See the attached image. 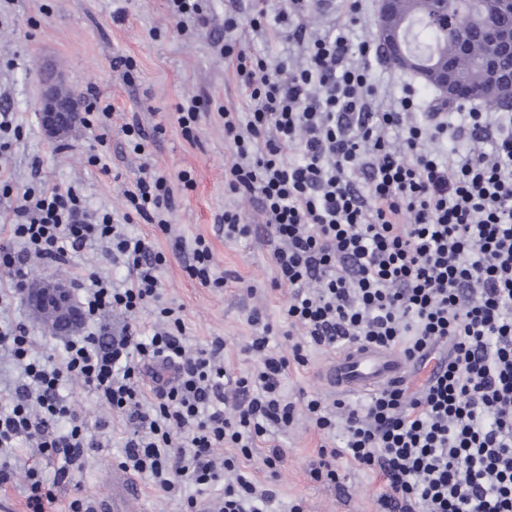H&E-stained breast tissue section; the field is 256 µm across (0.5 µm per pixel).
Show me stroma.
<instances>
[{"mask_svg":"<svg viewBox=\"0 0 512 512\" xmlns=\"http://www.w3.org/2000/svg\"><path fill=\"white\" fill-rule=\"evenodd\" d=\"M244 0H205L210 26L181 35L170 18L166 0H0V101L8 102L24 134L10 153L0 158V176L20 188L43 185L74 186L93 210L118 211L124 190L140 177L141 157L125 146L122 126L131 117L147 126L163 124L165 133L151 153L152 164L175 174L191 171L195 187L182 196L169 218V232L153 224H133L129 230L151 241L169 256L161 270L163 298L182 307L185 337L194 346L221 336L231 343L227 360L234 372L250 367L238 351L252 328L247 318L253 308H262L279 320L287 290L272 287L275 276L270 248L258 233L234 242L225 241L217 224L225 208L239 203L224 188V165L230 152L224 145V124L217 107L245 109L247 92L232 66L215 51L212 39L224 30V15L242 6ZM132 57L137 63L133 79L112 66L116 56ZM59 70L70 93L82 96L95 86L101 100L111 103L112 120L105 161L108 172L89 165L87 153L98 150L93 133L75 128L68 137L67 151H58L43 132L38 119L47 69ZM211 99L214 108L199 123L197 142L186 141L176 122L175 108L184 97ZM205 237L211 244L219 271L234 274L226 286H201L183 270L174 257L177 239ZM255 294H247V286ZM327 357L312 354L307 369L291 374L284 389L293 400L317 395L334 400L319 370ZM123 427L112 421L102 437L110 454L88 456L73 482L56 491L53 512H65L74 490H81L95 503L97 512L112 501V475L119 466L115 453L122 446ZM286 451L279 479L264 469V449L253 451L251 468L256 478L275 490L281 503L301 500L305 512H381L379 477L346 464L343 489L313 481L306 462L316 456L319 434L306 422H298L279 435Z\"/></svg>","mask_w":512,"mask_h":512,"instance_id":"obj_1","label":"stroma"}]
</instances>
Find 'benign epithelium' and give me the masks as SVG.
Masks as SVG:
<instances>
[{
    "label": "benign epithelium",
    "instance_id": "1",
    "mask_svg": "<svg viewBox=\"0 0 512 512\" xmlns=\"http://www.w3.org/2000/svg\"><path fill=\"white\" fill-rule=\"evenodd\" d=\"M390 0H379L376 39L389 58H399L403 66L415 68L419 76L430 87L438 90L446 101L454 100L455 87L462 81L456 69L443 62L429 60L415 54L408 39L389 24ZM497 52L479 61L484 76L481 94L499 93L503 88H512V67L502 65L505 59L512 60V24L498 28ZM63 82L47 87L43 92L39 118L47 137L61 140L75 126L79 112L77 100L62 93ZM21 299L34 318L52 335L66 334L80 326L81 313L72 300L66 284L56 279H42L20 289Z\"/></svg>",
    "mask_w": 512,
    "mask_h": 512
}]
</instances>
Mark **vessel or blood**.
<instances>
[{"label": "vessel or blood", "instance_id": "b4317fda", "mask_svg": "<svg viewBox=\"0 0 512 512\" xmlns=\"http://www.w3.org/2000/svg\"><path fill=\"white\" fill-rule=\"evenodd\" d=\"M409 365L395 353L354 346L331 358L321 372L326 387L335 393L367 392L401 379ZM135 489L118 477L112 489V512H132Z\"/></svg>", "mask_w": 512, "mask_h": 512}]
</instances>
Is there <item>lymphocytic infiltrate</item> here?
Instances as JSON below:
<instances>
[{
    "instance_id": "obj_1",
    "label": "lymphocytic infiltrate",
    "mask_w": 512,
    "mask_h": 512,
    "mask_svg": "<svg viewBox=\"0 0 512 512\" xmlns=\"http://www.w3.org/2000/svg\"><path fill=\"white\" fill-rule=\"evenodd\" d=\"M250 2L248 16L225 15L213 41L249 92L246 111L219 112L231 155L224 185L257 205L273 245L272 286L289 291L280 324L248 316L255 332L243 375L226 366L223 337L188 347L180 309L162 302L166 256L126 226L166 229L178 194L194 187L190 172L145 168L119 215L89 210L71 186L18 193L0 179V196L16 197L0 290L16 294L29 257L61 267L97 245V265L71 280L82 321L127 318L121 335L73 336L59 355L42 351L24 324L0 325V360L21 376L0 409V488L20 473L13 448L30 443L62 462L50 483L38 465L21 472L27 512H47L73 465L103 451L63 394L78 382L124 422L119 467L188 512L198 492L218 486L222 512H276L275 492L246 462L268 432L301 419L324 438L310 477L339 485L342 461L371 471L384 480L383 512H512V113L474 106L414 122L411 84L393 108L375 110L378 48L351 37L367 0H336L337 25L315 37L302 18L325 0H291L275 15L267 0ZM245 24L302 44L305 64L247 52L237 39ZM462 133L474 148H448ZM188 257L190 278L227 284L204 237ZM118 262L128 272L119 285L99 272ZM150 302L159 312L147 336L136 315ZM278 334L286 347L272 344ZM356 345L412 364L433 357L440 369L419 389L394 382L357 406L288 397L283 382L311 351ZM223 447L237 454L220 463Z\"/></svg>"
}]
</instances>
